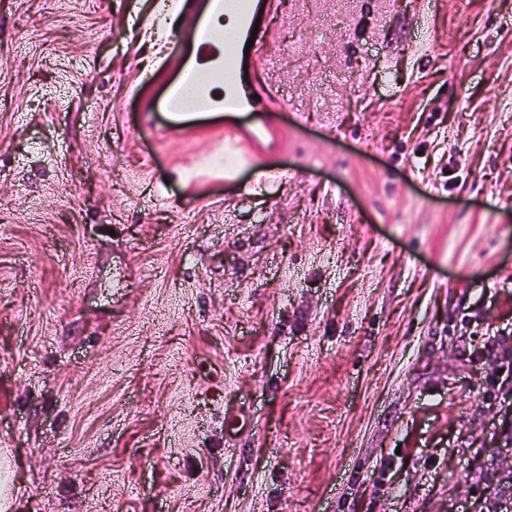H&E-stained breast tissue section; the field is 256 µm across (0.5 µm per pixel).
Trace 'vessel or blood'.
Segmentation results:
<instances>
[{"mask_svg":"<svg viewBox=\"0 0 512 512\" xmlns=\"http://www.w3.org/2000/svg\"><path fill=\"white\" fill-rule=\"evenodd\" d=\"M224 0H205V14L193 18L185 34L186 42L195 56L194 62H179L177 77L168 87L163 102L166 111L178 114L186 107L197 112H242L255 108L257 87L248 79V72L261 64L266 46L267 20L276 9L275 0H238L235 14L239 34V52L225 53L222 43L207 16L223 14ZM212 67L224 72L226 86L223 93L216 94L199 82V69ZM279 140L278 135L261 129H240L235 140L225 146L227 159L225 176H232L239 162Z\"/></svg>","mask_w":512,"mask_h":512,"instance_id":"obj_1","label":"vessel or blood"}]
</instances>
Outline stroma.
I'll use <instances>...</instances> for the list:
<instances>
[{
	"mask_svg": "<svg viewBox=\"0 0 512 512\" xmlns=\"http://www.w3.org/2000/svg\"><path fill=\"white\" fill-rule=\"evenodd\" d=\"M158 0H0L19 512H486L512 465V0H278L173 119ZM241 125L287 141L211 164ZM354 1L349 0H326L323 24L336 29V33L346 32L345 19L354 6ZM490 469L485 478L488 486H493V499L490 500L491 507H488L487 511L502 512L504 510L501 509V502L505 500L511 504L512 501V466L491 462Z\"/></svg>",
	"mask_w": 512,
	"mask_h": 512,
	"instance_id": "1",
	"label": "stroma"
}]
</instances>
